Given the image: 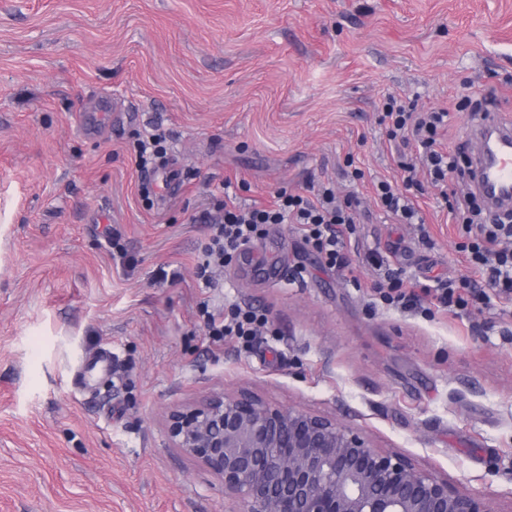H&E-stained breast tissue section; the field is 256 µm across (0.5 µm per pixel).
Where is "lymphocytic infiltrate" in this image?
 <instances>
[{
	"label": "lymphocytic infiltrate",
	"mask_w": 512,
	"mask_h": 512,
	"mask_svg": "<svg viewBox=\"0 0 512 512\" xmlns=\"http://www.w3.org/2000/svg\"><path fill=\"white\" fill-rule=\"evenodd\" d=\"M379 122L391 139L414 147L415 152L401 157L393 178L377 183V201L400 223L423 224L424 219L411 200V190L427 180L444 191L449 180L470 176L459 158L442 145L448 131V112H421L414 103L392 97L385 103ZM359 205L354 193L340 197L334 186L311 182L301 192L278 188L267 205L243 207L233 196H225L215 214L205 218L210 238L196 277L202 287H213L214 268L223 266L233 252L253 243L267 226L278 224L295 225L305 244L326 265L339 270L351 268L344 249L357 232ZM448 207L460 238L458 250L473 270V278L451 279L434 291L413 284L406 286L395 270L373 252L368 259L378 267L379 274L369 285L371 292L402 310L430 306L454 315L467 310L473 299L487 305L496 298L512 301V210L486 213L473 194L452 199ZM198 311L207 336L219 346L232 341L239 348H250L268 322L266 315L257 310L234 305L215 308L206 298L199 300Z\"/></svg>",
	"instance_id": "lymphocytic-infiltrate-1"
}]
</instances>
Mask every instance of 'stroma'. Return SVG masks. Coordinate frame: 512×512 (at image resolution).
I'll return each mask as SVG.
<instances>
[{"mask_svg":"<svg viewBox=\"0 0 512 512\" xmlns=\"http://www.w3.org/2000/svg\"><path fill=\"white\" fill-rule=\"evenodd\" d=\"M489 93L512 122V0H0V512H224L164 416L243 387L512 512V312H403L355 284L375 276L370 248L423 287L469 276L433 187L413 197L426 242L375 205L406 151L378 116L389 95L448 109L444 145L463 153L458 102ZM153 125L164 195L134 158ZM309 177L366 210L356 273L282 224L200 288L208 227L189 218L223 182L250 205ZM204 296L267 310L260 342L213 345ZM105 349L111 370L91 372Z\"/></svg>","mask_w":512,"mask_h":512,"instance_id":"1","label":"stroma"}]
</instances>
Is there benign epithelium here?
<instances>
[{
    "label": "benign epithelium",
    "instance_id": "7a95c632",
    "mask_svg": "<svg viewBox=\"0 0 512 512\" xmlns=\"http://www.w3.org/2000/svg\"><path fill=\"white\" fill-rule=\"evenodd\" d=\"M165 427L222 483L226 512H496L489 487L459 488L354 426L248 389L174 405Z\"/></svg>",
    "mask_w": 512,
    "mask_h": 512
}]
</instances>
